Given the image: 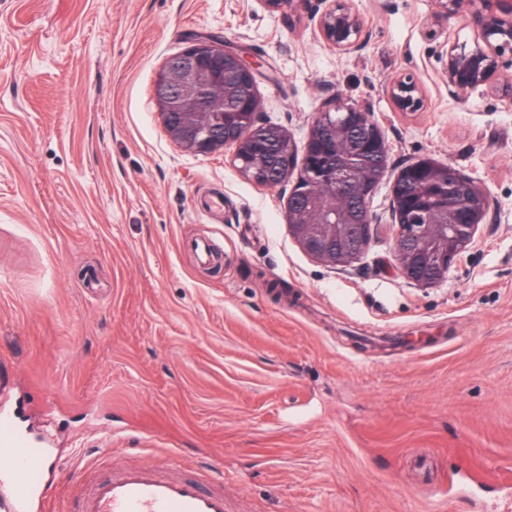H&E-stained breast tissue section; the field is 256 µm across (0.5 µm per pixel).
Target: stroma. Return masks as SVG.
<instances>
[{
  "label": "stroma",
  "instance_id": "35a3bbf8",
  "mask_svg": "<svg viewBox=\"0 0 512 512\" xmlns=\"http://www.w3.org/2000/svg\"><path fill=\"white\" fill-rule=\"evenodd\" d=\"M371 34L343 53L309 7L266 0H0V376L27 436L61 475L53 512L92 460L224 470L227 512H512L498 484L448 490L460 469L512 468V96L448 90L441 53L473 47L435 0H346ZM262 65L261 122L304 145L334 94L390 146L369 200L363 263L309 257L231 150L183 151L154 84L189 39ZM410 75L421 111L388 86ZM449 162L492 219L447 280L392 266L390 187ZM223 196L204 210L203 196Z\"/></svg>",
  "mask_w": 512,
  "mask_h": 512
}]
</instances>
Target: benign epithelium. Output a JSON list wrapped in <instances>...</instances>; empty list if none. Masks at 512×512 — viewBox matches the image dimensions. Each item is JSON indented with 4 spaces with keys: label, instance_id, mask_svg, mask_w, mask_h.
<instances>
[{
    "label": "benign epithelium",
    "instance_id": "1",
    "mask_svg": "<svg viewBox=\"0 0 512 512\" xmlns=\"http://www.w3.org/2000/svg\"><path fill=\"white\" fill-rule=\"evenodd\" d=\"M437 18L450 19L467 10L482 44L470 52L452 47L444 70L448 86L462 94L479 88L498 89L505 76L504 57L512 63V0H436ZM324 41L339 51L363 49L370 34L360 15L341 0L329 3L318 17ZM260 64L242 49L220 39L199 38L181 53L166 59L155 80L156 105L168 136L187 152L208 155L228 148L227 119L241 122L237 145L251 142L259 120L257 93ZM389 95L401 112L422 105L418 84L399 78ZM342 134L350 153L336 160L328 139ZM303 152L312 168L313 186L323 188L346 206L306 221L288 211L289 229L302 250L314 260L344 268L361 261L374 242V218L368 196L389 168L390 146L369 111L341 95L327 97L317 109ZM425 185L434 193L449 224H404L402 216L418 205L412 187ZM458 170L450 163L425 159L403 167L391 185V211L397 223L395 267L407 280L431 287L447 279L450 270L475 243L479 226L489 219L487 192L469 181L473 198L457 192Z\"/></svg>",
    "mask_w": 512,
    "mask_h": 512
}]
</instances>
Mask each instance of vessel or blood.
Returning <instances> with one entry per match:
<instances>
[{"label": "vessel or blood", "mask_w": 512, "mask_h": 512, "mask_svg": "<svg viewBox=\"0 0 512 512\" xmlns=\"http://www.w3.org/2000/svg\"><path fill=\"white\" fill-rule=\"evenodd\" d=\"M58 462L51 450L19 432V416L0 404V512H50L56 488L49 480ZM210 485L169 476L144 464L82 483L68 512H226L224 471L210 468Z\"/></svg>", "instance_id": "b4317fda"}]
</instances>
